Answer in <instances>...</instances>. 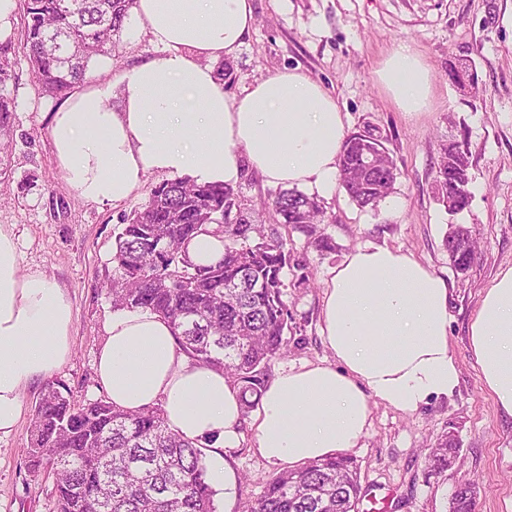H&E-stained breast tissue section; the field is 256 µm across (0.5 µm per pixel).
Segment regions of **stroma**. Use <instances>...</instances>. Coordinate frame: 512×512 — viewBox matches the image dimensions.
I'll use <instances>...</instances> for the list:
<instances>
[{"label": "stroma", "instance_id": "obj_1", "mask_svg": "<svg viewBox=\"0 0 512 512\" xmlns=\"http://www.w3.org/2000/svg\"><path fill=\"white\" fill-rule=\"evenodd\" d=\"M255 25L248 39L227 56L229 94L284 70L321 82L346 114L347 132L381 135L397 169V180L377 206L360 208L343 187L321 198L329 250L309 245L304 233L289 231L294 267L285 272V299L293 316L288 352L272 362L278 371L306 362L332 360L319 333L329 271L359 246L400 251L448 279L450 349L460 382L449 398L413 412L370 402V427L363 445L350 451L360 472L358 512L372 500H388L387 512H449L456 485L477 483L476 512H512V418L502 415L484 388L469 343V324L481 292L501 268L512 266V0H253ZM22 10H14L0 38L11 61L5 91L15 102L7 158L12 178L0 194V224L11 225L20 269L37 270L67 292L73 313L72 354L54 371L75 401L100 400L105 392L96 354L105 338L112 306L99 285L124 215L144 205L161 174L148 175L124 203L85 201L67 186L58 169L50 126L63 100L41 88L26 57ZM420 52L433 76L427 111H400L377 72L398 40ZM146 36L125 29L111 57L90 64L85 87L117 81L127 69L153 56ZM474 66L475 89L461 91L448 80V64ZM466 140L470 154L471 203L449 215L434 190L435 166L443 145ZM254 223L274 227L268 199L277 190L252 168L236 184ZM467 227L479 244L466 274L456 273L444 240L451 225ZM307 281H300V274ZM42 382L22 395L23 413L14 431L0 437V512H56L51 476L28 468L27 448ZM256 415H244L239 448L228 458L237 477L231 497L216 495L218 512H248L280 468L253 448ZM455 432L460 459L442 473L428 472L424 454L437 437Z\"/></svg>", "mask_w": 512, "mask_h": 512}]
</instances>
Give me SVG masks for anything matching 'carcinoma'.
Listing matches in <instances>:
<instances>
[{"mask_svg": "<svg viewBox=\"0 0 512 512\" xmlns=\"http://www.w3.org/2000/svg\"><path fill=\"white\" fill-rule=\"evenodd\" d=\"M136 0H23V38L42 91L69 97L92 60L112 56ZM14 103L0 92V153L9 143ZM364 139L353 132L339 155V176L360 208L375 206L395 182L383 143L373 146L376 166L365 168ZM462 158L448 169V155ZM469 151L463 141L445 145L435 181L455 197L457 212L470 205ZM284 228L297 229L312 246L331 243L319 230L318 200L281 189L271 200ZM200 234L223 239L214 264L191 258L189 242ZM164 242L168 251L158 250ZM445 248L458 273L474 259L468 228L457 226ZM287 240L269 237L250 220L239 191L224 184L173 179L154 186L148 201L122 219L115 235L112 271L103 281L115 310L149 309L169 322L180 350L221 370L239 389L242 413L257 407L268 367L288 351L292 315L285 301L284 270L291 266ZM455 434L436 439L425 457L432 471L457 458ZM28 467L55 476L56 512H217L200 440L172 431L160 407L130 412L106 400L77 402L49 379L31 422ZM476 482L459 483L449 512H476ZM358 467L336 456L276 474L249 512H357Z\"/></svg>", "mask_w": 512, "mask_h": 512, "instance_id": "obj_1", "label": "carcinoma"}]
</instances>
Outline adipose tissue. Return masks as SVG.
<instances>
[{"mask_svg":"<svg viewBox=\"0 0 512 512\" xmlns=\"http://www.w3.org/2000/svg\"><path fill=\"white\" fill-rule=\"evenodd\" d=\"M254 22L251 0H137L130 24L155 54L118 82L71 95L55 113L64 181L87 201L116 206L150 173L232 186L247 166L269 183L331 194L346 125L319 81L288 70L238 95L224 91L216 65ZM379 77L401 111L427 107L431 75L409 41L393 44ZM449 295L447 281L411 255L373 244L348 254L323 297L321 336L334 359L275 374L261 398L256 453L288 466L332 457L361 446L371 400L413 412L451 396L460 373ZM72 328L64 288L42 272L21 273L12 231L1 224L0 436L16 427L23 391L69 360ZM469 338L484 387L512 417V266L483 288ZM96 372L114 405H159L184 438H214L210 480L231 488L224 455L240 444L238 390L191 361L166 321L142 309L113 314Z\"/></svg>","mask_w":512,"mask_h":512,"instance_id":"adipose-tissue-1","label":"adipose tissue"}]
</instances>
